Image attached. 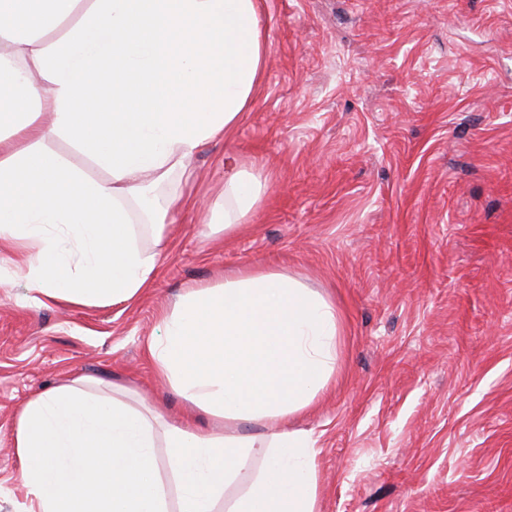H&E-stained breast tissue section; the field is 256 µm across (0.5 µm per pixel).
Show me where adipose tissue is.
I'll use <instances>...</instances> for the list:
<instances>
[{
	"label": "adipose tissue",
	"instance_id": "adipose-tissue-1",
	"mask_svg": "<svg viewBox=\"0 0 512 512\" xmlns=\"http://www.w3.org/2000/svg\"><path fill=\"white\" fill-rule=\"evenodd\" d=\"M263 57L258 0H0V238L27 247L31 290L79 306L149 286L156 259L137 243L131 205L160 229L185 206L177 193L157 204L150 187L236 125ZM52 136L108 179L48 149ZM263 187L225 155V230ZM162 323L154 371L214 430L160 420L83 377L38 393L14 422L36 512H215L251 456L262 468L228 512H320L314 442L280 423L335 371L334 304L286 274L242 268L184 289ZM252 424L266 434L245 433Z\"/></svg>",
	"mask_w": 512,
	"mask_h": 512
}]
</instances>
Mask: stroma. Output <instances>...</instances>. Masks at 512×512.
<instances>
[{"label": "stroma", "instance_id": "35a3bbf8", "mask_svg": "<svg viewBox=\"0 0 512 512\" xmlns=\"http://www.w3.org/2000/svg\"><path fill=\"white\" fill-rule=\"evenodd\" d=\"M251 107L203 146L151 284L116 304L30 291L0 239V512H30L12 443L37 393L86 377L195 419L147 358L182 289L249 267L328 297L343 332L315 441L321 512H512V0H260ZM266 179L234 231L224 156Z\"/></svg>", "mask_w": 512, "mask_h": 512}]
</instances>
